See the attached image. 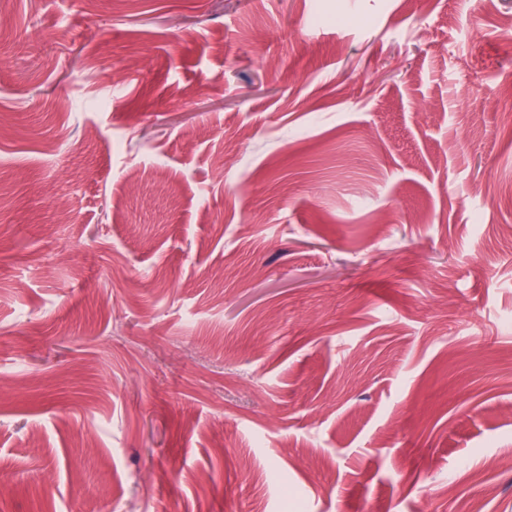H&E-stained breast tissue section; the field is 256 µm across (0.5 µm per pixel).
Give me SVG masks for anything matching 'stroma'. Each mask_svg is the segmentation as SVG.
Wrapping results in <instances>:
<instances>
[{"label": "stroma", "mask_w": 512, "mask_h": 512, "mask_svg": "<svg viewBox=\"0 0 512 512\" xmlns=\"http://www.w3.org/2000/svg\"><path fill=\"white\" fill-rule=\"evenodd\" d=\"M511 23L0 0V512H512Z\"/></svg>", "instance_id": "obj_1"}]
</instances>
